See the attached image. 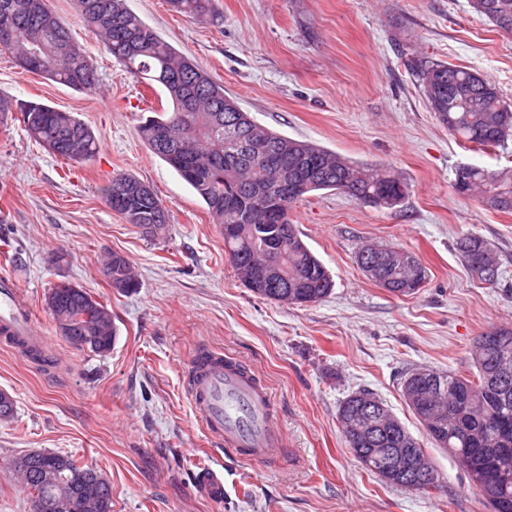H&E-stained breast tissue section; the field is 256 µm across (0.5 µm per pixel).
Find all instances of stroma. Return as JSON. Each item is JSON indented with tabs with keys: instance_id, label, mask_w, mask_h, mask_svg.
Returning <instances> with one entry per match:
<instances>
[{
	"instance_id": "35a3bbf8",
	"label": "stroma",
	"mask_w": 512,
	"mask_h": 512,
	"mask_svg": "<svg viewBox=\"0 0 512 512\" xmlns=\"http://www.w3.org/2000/svg\"><path fill=\"white\" fill-rule=\"evenodd\" d=\"M49 5L93 59L99 92L22 71L0 50V95L73 113L102 148L76 164L36 143L17 117L0 123V274L17 279L49 347L45 363L0 347V391L15 403L13 418L0 421V512H31L10 462L44 449L100 469L112 512H489L457 460L430 441L402 384L416 367L467 368L478 336L512 325V212L454 187L461 165L512 167V140L478 150L452 136L412 64L424 57L477 70L512 103V35L468 0H213L205 20L166 0H127L261 124L409 183L392 209L328 190L292 205L302 239L335 280L324 300L296 306L240 283L203 200L139 139L142 119L169 106L162 89L104 51L75 0ZM121 173L164 201V236L143 235L105 203L102 188ZM470 233L500 255L495 287L473 278L454 249ZM365 243L415 254L427 269L422 288L399 298L367 279L355 260ZM112 252L130 260L136 292L108 285L102 264ZM62 281L111 309L108 353L78 350L57 332L46 295ZM202 347L261 374L287 433L277 466L225 460L230 494L221 500L196 485L215 457L184 392ZM363 389L420 440L442 489L390 485L356 460L337 411Z\"/></svg>"
}]
</instances>
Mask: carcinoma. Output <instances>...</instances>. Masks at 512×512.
Listing matches in <instances>:
<instances>
[{"label": "carcinoma", "mask_w": 512, "mask_h": 512, "mask_svg": "<svg viewBox=\"0 0 512 512\" xmlns=\"http://www.w3.org/2000/svg\"><path fill=\"white\" fill-rule=\"evenodd\" d=\"M30 0H0V8L12 6L13 34L0 44L17 65L76 91L95 93L100 87L89 55L72 37L69 27L48 6L28 8ZM170 10L206 18L212 0H167ZM472 12L498 30L512 34V0H469ZM79 13L106 51L135 78L159 86L172 111L157 112L138 126L139 138L151 152L167 162L201 197L216 223L224 230V246L231 254L234 271L250 262L268 260L288 276V287L270 285L256 294L275 302L304 306L329 296L334 280L322 261L307 245L295 247L300 237L288 219L290 206L320 190L345 194L377 208H394L408 196L409 184L391 170L374 164H356L318 145L294 139L268 128L266 139L286 146L278 155L254 165L225 134L224 121L235 113L227 106L235 98L224 92L196 60L180 53L160 33L129 11L125 0H77ZM416 77L429 108L448 132L477 147L503 146L512 139V106L499 88L476 70L442 61L421 60ZM27 132L52 154L74 163L91 161L99 142L84 122L70 112L29 102L19 106ZM141 180L116 175L102 189L103 199L115 212L138 223L153 224L146 232L156 237L166 232L168 209L157 194L143 195ZM454 186L458 193L473 196L485 206L512 212V169L490 171L477 165L459 167ZM456 251L471 275L494 287L500 278V257L484 238L466 234L456 241ZM104 271L120 278L123 292L140 283L129 260L110 254ZM356 262L365 276L395 296L416 293L426 280V269L415 254L390 245L375 253L373 246L358 249ZM56 327L69 325L64 339L94 354L112 349L116 329L112 311L86 290L57 284L46 297ZM438 380L445 390L428 389ZM402 393L407 405L437 446L447 449L470 472L472 449L511 448L504 463L506 488L470 480L491 512H512V327H499L477 337L468 373L415 368L406 376ZM368 390L351 394L339 406L337 419L348 448L356 454L369 448H400L410 459L430 467L417 438L401 439L378 433L375 442L348 428L347 421L359 409ZM26 470L22 488L51 512L59 487L69 494L84 488L72 512H112V486L96 485L87 474L93 468L72 457L52 451H35L19 457ZM362 466L385 482L412 489L413 472L384 470L379 458L357 457Z\"/></svg>", "instance_id": "1"}]
</instances>
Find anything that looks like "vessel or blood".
Masks as SVG:
<instances>
[{
	"label": "vessel or blood",
	"instance_id": "1",
	"mask_svg": "<svg viewBox=\"0 0 512 512\" xmlns=\"http://www.w3.org/2000/svg\"><path fill=\"white\" fill-rule=\"evenodd\" d=\"M0 344L19 352L47 346L28 297L14 279L4 275L0 276ZM185 390L207 436L227 455L253 462L272 463L279 459L286 446V434L255 369L206 348L193 357ZM199 482L203 493L223 498L222 466L202 471Z\"/></svg>",
	"mask_w": 512,
	"mask_h": 512
}]
</instances>
